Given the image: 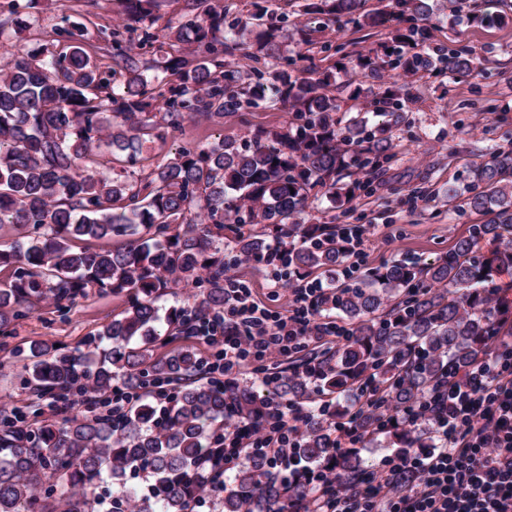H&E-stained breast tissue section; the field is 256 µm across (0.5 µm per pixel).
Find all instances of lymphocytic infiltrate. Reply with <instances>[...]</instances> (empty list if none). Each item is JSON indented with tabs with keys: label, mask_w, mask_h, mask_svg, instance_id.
I'll return each mask as SVG.
<instances>
[{
	"label": "lymphocytic infiltrate",
	"mask_w": 512,
	"mask_h": 512,
	"mask_svg": "<svg viewBox=\"0 0 512 512\" xmlns=\"http://www.w3.org/2000/svg\"><path fill=\"white\" fill-rule=\"evenodd\" d=\"M258 262L275 267L274 287L287 288L285 311L255 301L249 284L232 275L223 310L210 313L192 330L211 348L205 360L209 379L223 383L231 394L244 374L273 384L277 365L292 352L309 341L338 340L345 334L321 313L320 303L330 294L321 280L279 273L278 246ZM364 393L356 416L337 429L338 447H359L368 431H381L385 414L394 408L387 389L368 387ZM175 395L169 382L149 385L143 392L117 385L108 410L117 424L125 411L149 397L163 414ZM237 413L236 405H229L223 431L211 438V447L220 454L202 479L196 505H204L225 473L243 459L262 458L276 472L297 469L292 438L303 420L301 413L275 403L259 424L236 423ZM406 421L430 425L432 447L398 449L365 478L343 487L333 466L302 470V486L291 493L297 512H512V328L497 337L488 356L470 371H449L416 398ZM407 472L417 482L405 490L399 480Z\"/></svg>",
	"instance_id": "f902f5d3"
}]
</instances>
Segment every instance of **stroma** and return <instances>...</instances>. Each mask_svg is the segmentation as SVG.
Returning a JSON list of instances; mask_svg holds the SVG:
<instances>
[{"label":"stroma","mask_w":512,"mask_h":512,"mask_svg":"<svg viewBox=\"0 0 512 512\" xmlns=\"http://www.w3.org/2000/svg\"><path fill=\"white\" fill-rule=\"evenodd\" d=\"M443 0H429L435 26L431 45L451 47L471 54L479 66L470 76H450L435 71L404 76L385 70L380 76L369 71L337 72L332 88L342 111L366 112L385 87L396 84L407 94L408 124L393 129L394 157L373 182L368 193H358L350 204L332 207L327 198L310 203L304 215L308 224H359L365 226L363 268L392 262L420 266L447 256L458 238L469 235L483 223L481 214L449 206L448 187L467 189L469 170L500 146H512V0H466L480 12L500 16L494 26L472 23L465 13L450 14ZM303 0H224L231 12L245 17L256 5L288 14L290 22L318 26L316 16L305 14ZM121 0H97L96 5L76 7L73 0H45L40 22L34 27L11 26L0 34V68L45 40L61 16L83 22L92 45L103 46L101 26L120 21ZM364 10L379 14L383 22L373 28L348 24L320 33V40L346 44L353 54H368L383 44L397 13L393 0H365ZM362 84L365 93L355 98L352 84ZM289 115L261 104L258 108L225 117L217 123L204 117L185 122L181 131L164 146L145 149L148 157L170 155L183 147L205 146L220 138L238 143L249 140L255 130L285 124ZM417 198H410L411 190ZM127 306L124 298L91 292L77 298L66 312L41 303L15 320L9 335H0V412L24 407L29 424L52 422L47 399L36 398L26 383L27 362L22 350L34 341L71 350L95 335L101 325Z\"/></svg>","instance_id":"stroma-1"}]
</instances>
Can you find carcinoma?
Wrapping results in <instances>:
<instances>
[{
	"label": "carcinoma",
	"instance_id": "carcinoma-1",
	"mask_svg": "<svg viewBox=\"0 0 512 512\" xmlns=\"http://www.w3.org/2000/svg\"><path fill=\"white\" fill-rule=\"evenodd\" d=\"M363 0H305L322 27L351 22L372 27L382 18L362 12ZM399 22L389 43L370 55L353 57L314 39L313 30L288 27V15L257 7L247 19L232 17L218 0H183L177 25L158 27L162 0H124L125 23L108 34L111 64L102 65L87 42V28L62 19L53 38L0 69V224H19L31 234L0 249V267L14 269L0 285V332L20 309L49 303L65 310L91 290L127 299L129 306L102 327L77 355L43 343L30 344L27 384L39 396L82 395L88 380L104 404L113 385L144 389L151 381L175 382L180 391L165 429L156 427L154 406L143 400L114 435L112 425L93 413L75 414L61 426L31 429L18 408L0 415V512H96L95 490L103 477L125 486L129 472L151 479L152 493L140 512H188L190 476L209 450L212 426L225 421L229 396L208 384L201 358L190 347L168 356L154 351L162 336L158 299L179 282H206L190 307L166 311L168 338L186 335L187 323L224 308V246L247 260L264 253L268 239L288 247V264L312 275L334 272L344 253L325 224H304L311 196L350 202L371 185L392 159V128L407 121L405 98L388 86L374 101L387 121L373 130L364 113L343 120L328 87L334 71L354 62L362 69L388 67L414 76L435 64L440 71L469 74L472 58L445 48L425 52L431 10L426 0H395ZM138 36L139 52L123 34ZM302 45H320L330 66H303L288 55ZM173 52L162 64L144 58L155 44ZM411 45L407 55L391 47ZM241 52L255 65L241 69ZM269 102L291 114L285 125L257 130L250 144L224 138L206 147H183L172 158L136 176L105 175L100 167L136 163L149 143H164L186 119L200 115L219 123L224 116ZM360 171L367 180L345 179ZM487 220L459 239L447 257L423 268L400 262L372 268L363 283L337 286L323 304L335 312L349 336L335 350L300 357L276 383L280 399L308 412L297 436L300 463L335 462L345 485L368 472L357 450L337 453L328 423L356 410L366 377L394 384L392 400L405 407L426 392L440 374L463 371L486 356L501 335L507 308H491L487 292L512 271V148H497L471 170L463 197L448 187V201ZM181 231L170 234L171 225ZM301 234L304 243L290 238ZM491 236L502 247L486 256L480 240ZM119 238L110 249L75 250L70 241ZM320 396L344 394L347 405ZM239 420L260 417L262 399L239 394ZM382 448H428L430 431L389 418L385 431L366 440ZM299 471L275 476L258 458L241 464L220 490L221 512H291L288 489Z\"/></svg>",
	"mask_w": 512,
	"mask_h": 512
}]
</instances>
